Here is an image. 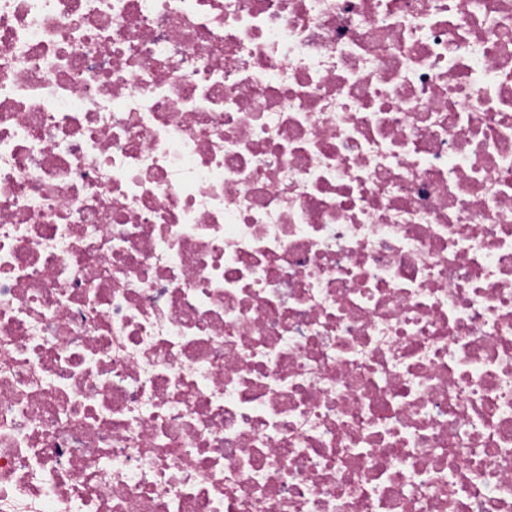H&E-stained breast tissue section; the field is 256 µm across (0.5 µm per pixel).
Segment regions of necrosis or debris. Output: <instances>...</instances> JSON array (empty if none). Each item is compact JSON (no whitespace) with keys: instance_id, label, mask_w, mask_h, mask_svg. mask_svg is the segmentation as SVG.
<instances>
[{"instance_id":"obj_1","label":"necrosis or debris","mask_w":512,"mask_h":512,"mask_svg":"<svg viewBox=\"0 0 512 512\" xmlns=\"http://www.w3.org/2000/svg\"><path fill=\"white\" fill-rule=\"evenodd\" d=\"M0 512H512V0H0Z\"/></svg>"}]
</instances>
